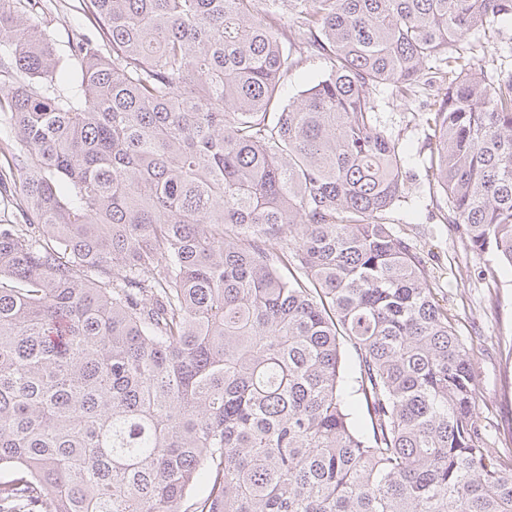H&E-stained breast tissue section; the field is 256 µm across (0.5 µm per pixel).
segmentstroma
I'll return each instance as SVG.
<instances>
[{"instance_id":"1","label":"stroma","mask_w":512,"mask_h":512,"mask_svg":"<svg viewBox=\"0 0 512 512\" xmlns=\"http://www.w3.org/2000/svg\"><path fill=\"white\" fill-rule=\"evenodd\" d=\"M38 24L55 39L65 60L58 86L70 91V74L77 62L69 47L83 37L97 36L98 31L85 17L82 0L46 2ZM460 48L482 58L487 76L512 69V23L502 24L493 34L468 33ZM294 61L284 85L288 98L310 86L328 68L327 60L315 52L295 55ZM376 100L382 125L404 149V199L390 213L393 227L417 244L433 272L431 287L453 315L459 334L478 349L475 416L491 446H499L512 433V267L499 263L493 253L478 255L466 249L456 226L448 222L445 196L428 190L426 170L435 138L432 128L417 115L433 110L438 100L436 88L422 84L407 98L395 100L383 86ZM484 267L494 268L495 277L481 275Z\"/></svg>"}]
</instances>
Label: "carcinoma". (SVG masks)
<instances>
[{
	"label": "carcinoma",
	"instance_id": "carcinoma-1",
	"mask_svg": "<svg viewBox=\"0 0 512 512\" xmlns=\"http://www.w3.org/2000/svg\"><path fill=\"white\" fill-rule=\"evenodd\" d=\"M83 0L70 50L0 0V512H512L477 350L389 210L374 91L437 85L432 185L512 267V0ZM305 48L327 73L283 103ZM357 355L368 426L344 401ZM459 47L465 54L473 52L483 58L489 78L500 69H512V23L509 21L502 24L499 32L493 34L469 32L462 38Z\"/></svg>",
	"mask_w": 512,
	"mask_h": 512
}]
</instances>
